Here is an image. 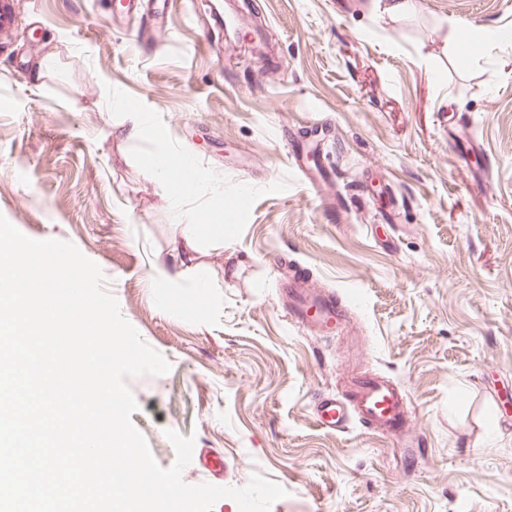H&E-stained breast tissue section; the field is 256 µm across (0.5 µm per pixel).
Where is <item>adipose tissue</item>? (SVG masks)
Returning a JSON list of instances; mask_svg holds the SVG:
<instances>
[{"label": "adipose tissue", "mask_w": 512, "mask_h": 512, "mask_svg": "<svg viewBox=\"0 0 512 512\" xmlns=\"http://www.w3.org/2000/svg\"><path fill=\"white\" fill-rule=\"evenodd\" d=\"M151 168L157 182L176 203L174 239L181 267L192 269L197 265L198 238L204 226L198 215L183 209V201L192 195L198 184V174L189 156L172 158L168 153L155 155Z\"/></svg>", "instance_id": "ef3b65f1"}]
</instances>
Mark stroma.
I'll use <instances>...</instances> for the list:
<instances>
[{"label": "stroma", "instance_id": "stroma-1", "mask_svg": "<svg viewBox=\"0 0 512 512\" xmlns=\"http://www.w3.org/2000/svg\"><path fill=\"white\" fill-rule=\"evenodd\" d=\"M116 2L19 0L0 34V215L74 243L170 361L128 381L158 465L176 460L171 429L195 438L186 484L258 473L287 491L270 512H512V0H418L409 17L252 0L262 37L237 43L220 18L240 2L166 0L148 41ZM134 114L145 135L116 141ZM295 146L334 180L309 183ZM161 151L197 168L187 209L232 226L205 230L202 275L173 288L148 276L172 256ZM297 265L344 305L342 334L289 322ZM357 374L401 388L405 434L316 425Z\"/></svg>", "mask_w": 512, "mask_h": 512}]
</instances>
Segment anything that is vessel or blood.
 <instances>
[{"instance_id":"b4317fda","label":"vessel or blood","mask_w":512,"mask_h":512,"mask_svg":"<svg viewBox=\"0 0 512 512\" xmlns=\"http://www.w3.org/2000/svg\"><path fill=\"white\" fill-rule=\"evenodd\" d=\"M285 298L290 321L324 334L338 332L347 323L345 310L332 297L311 288L302 271H294ZM313 416L317 425L332 432L344 429L353 417L389 435L402 433L408 423L398 386L388 379L369 376L353 378L345 397L321 399Z\"/></svg>"}]
</instances>
